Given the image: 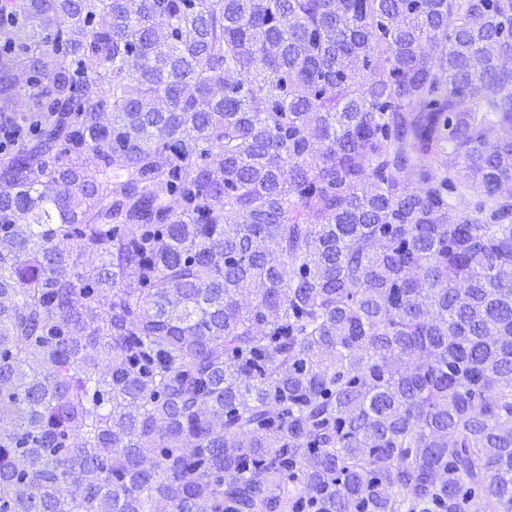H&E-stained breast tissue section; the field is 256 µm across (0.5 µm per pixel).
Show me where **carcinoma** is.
Returning a JSON list of instances; mask_svg holds the SVG:
<instances>
[{
    "mask_svg": "<svg viewBox=\"0 0 512 512\" xmlns=\"http://www.w3.org/2000/svg\"><path fill=\"white\" fill-rule=\"evenodd\" d=\"M511 58L512 0H0V512H512Z\"/></svg>",
    "mask_w": 512,
    "mask_h": 512,
    "instance_id": "carcinoma-1",
    "label": "carcinoma"
}]
</instances>
